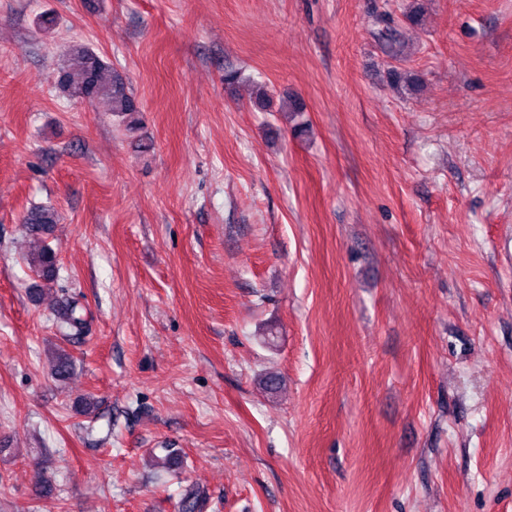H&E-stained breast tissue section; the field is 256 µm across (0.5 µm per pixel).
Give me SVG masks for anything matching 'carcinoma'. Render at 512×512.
Here are the masks:
<instances>
[{"instance_id":"obj_1","label":"carcinoma","mask_w":512,"mask_h":512,"mask_svg":"<svg viewBox=\"0 0 512 512\" xmlns=\"http://www.w3.org/2000/svg\"><path fill=\"white\" fill-rule=\"evenodd\" d=\"M57 85L68 95H76L89 101L104 100L110 112L121 116L129 128L139 124L140 108L123 77L111 70L93 48L77 45L70 49L57 75ZM32 235L47 234L56 223L55 210L47 205L33 207L23 218ZM31 270L48 284L54 283L57 271V256L48 244L28 256ZM55 322L59 333L73 343H79L87 331V320L78 312L74 300L58 304Z\"/></svg>"}]
</instances>
